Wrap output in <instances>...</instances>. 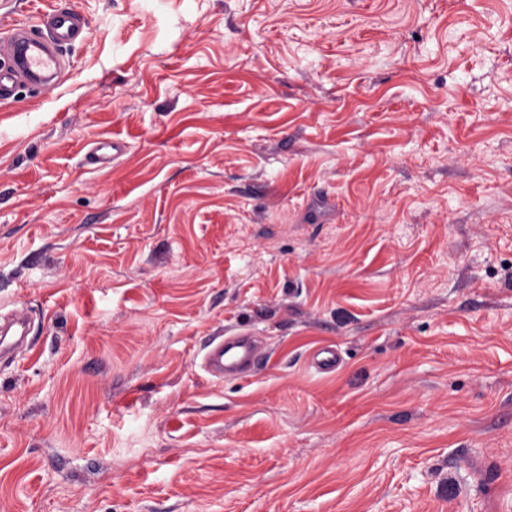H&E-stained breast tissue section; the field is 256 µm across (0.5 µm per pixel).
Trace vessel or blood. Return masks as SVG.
Returning <instances> with one entry per match:
<instances>
[{
    "instance_id": "obj_1",
    "label": "vessel or blood",
    "mask_w": 512,
    "mask_h": 512,
    "mask_svg": "<svg viewBox=\"0 0 512 512\" xmlns=\"http://www.w3.org/2000/svg\"><path fill=\"white\" fill-rule=\"evenodd\" d=\"M38 20L45 36H34L26 24L15 23L6 29L0 43V100L9 98L16 85L25 83L41 88L57 84L63 72L58 48L85 37L87 24L78 13L51 9L41 12ZM261 356L247 334L218 336L211 340L202 359L203 368L215 378L258 365Z\"/></svg>"
}]
</instances>
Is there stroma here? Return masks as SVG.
<instances>
[{"mask_svg":"<svg viewBox=\"0 0 512 512\" xmlns=\"http://www.w3.org/2000/svg\"><path fill=\"white\" fill-rule=\"evenodd\" d=\"M53 7L86 40L0 101V512H512V0L0 26ZM247 333L237 336H218L211 340L202 359L203 368L213 377L235 373L248 366H257L262 358Z\"/></svg>","mask_w":512,"mask_h":512,"instance_id":"35a3bbf8","label":"stroma"}]
</instances>
